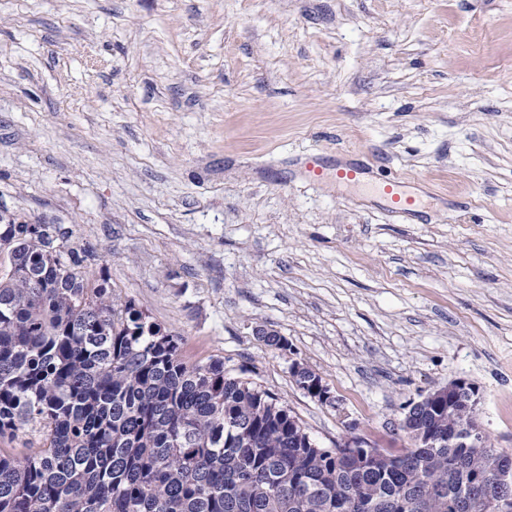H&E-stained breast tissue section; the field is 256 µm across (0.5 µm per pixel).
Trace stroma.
<instances>
[{"label":"stroma","mask_w":512,"mask_h":512,"mask_svg":"<svg viewBox=\"0 0 512 512\" xmlns=\"http://www.w3.org/2000/svg\"><path fill=\"white\" fill-rule=\"evenodd\" d=\"M311 155L435 199L402 219ZM0 214L71 231L320 446L404 447L463 379L512 448V0H0ZM306 168L311 180L324 181L330 179L339 186H358L371 179L369 168L354 162H337L330 177H328L323 166L314 157L307 158Z\"/></svg>","instance_id":"1"}]
</instances>
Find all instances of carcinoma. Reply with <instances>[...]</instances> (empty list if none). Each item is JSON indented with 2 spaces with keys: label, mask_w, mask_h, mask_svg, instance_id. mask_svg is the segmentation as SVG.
Listing matches in <instances>:
<instances>
[{
  "label": "carcinoma",
  "mask_w": 512,
  "mask_h": 512,
  "mask_svg": "<svg viewBox=\"0 0 512 512\" xmlns=\"http://www.w3.org/2000/svg\"><path fill=\"white\" fill-rule=\"evenodd\" d=\"M0 512H512V452L457 427L463 390L404 413L408 446H320L224 360L114 294L56 224H0Z\"/></svg>",
  "instance_id": "carcinoma-1"
}]
</instances>
